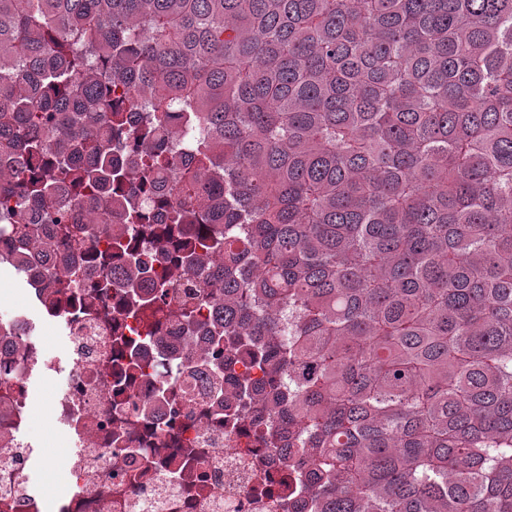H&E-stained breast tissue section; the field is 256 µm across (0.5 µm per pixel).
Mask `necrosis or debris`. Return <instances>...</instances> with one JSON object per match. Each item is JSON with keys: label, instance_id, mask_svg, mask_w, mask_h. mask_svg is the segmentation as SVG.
I'll return each mask as SVG.
<instances>
[{"label": "necrosis or debris", "instance_id": "1", "mask_svg": "<svg viewBox=\"0 0 512 512\" xmlns=\"http://www.w3.org/2000/svg\"><path fill=\"white\" fill-rule=\"evenodd\" d=\"M82 228L92 209L58 189L49 206L31 209L38 235L54 236L47 207ZM0 208V304L35 301L48 321L64 320L71 336L68 389L46 401L42 436L79 439L82 452L57 464L61 495L30 482L35 416L29 381L42 366L44 383L57 370L23 317L0 321V512H307L311 492L300 488L287 441L263 444L252 415L242 410L229 381L219 380L210 329L219 317L195 273L169 291L176 309L184 294L206 306L185 324L129 304L125 254L166 252L191 240L193 226L144 244L124 236L116 248L100 237L93 248L70 245L48 254L30 249L20 227ZM111 251L112 288L96 296L101 275L95 251ZM69 289H60V281Z\"/></svg>", "mask_w": 512, "mask_h": 512}]
</instances>
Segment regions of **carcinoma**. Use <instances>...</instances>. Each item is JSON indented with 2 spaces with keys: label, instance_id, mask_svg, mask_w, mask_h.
<instances>
[{
  "label": "carcinoma",
  "instance_id": "cac0c4a2",
  "mask_svg": "<svg viewBox=\"0 0 512 512\" xmlns=\"http://www.w3.org/2000/svg\"><path fill=\"white\" fill-rule=\"evenodd\" d=\"M114 85L315 512H512V0H0V194L154 239ZM50 204L65 212L72 228H89L86 216L91 211L92 204L89 199H82L81 203L73 198L67 188H59L52 196Z\"/></svg>",
  "mask_w": 512,
  "mask_h": 512
}]
</instances>
